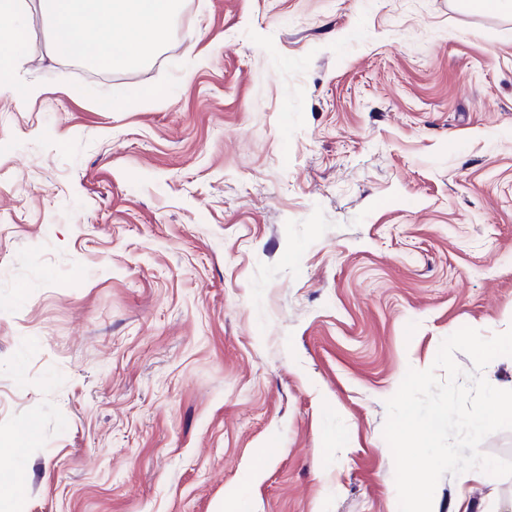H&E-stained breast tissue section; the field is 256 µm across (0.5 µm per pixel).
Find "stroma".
Here are the masks:
<instances>
[{
    "label": "stroma",
    "instance_id": "35a3bbf8",
    "mask_svg": "<svg viewBox=\"0 0 512 512\" xmlns=\"http://www.w3.org/2000/svg\"><path fill=\"white\" fill-rule=\"evenodd\" d=\"M0 98V477L25 512H396L386 402L512 328V12L183 0ZM439 512H512L444 476ZM25 483V474L23 471H16L8 482H1L0 484V499L13 498L14 508L13 512L24 511L22 508L23 496L22 488Z\"/></svg>",
    "mask_w": 512,
    "mask_h": 512
}]
</instances>
